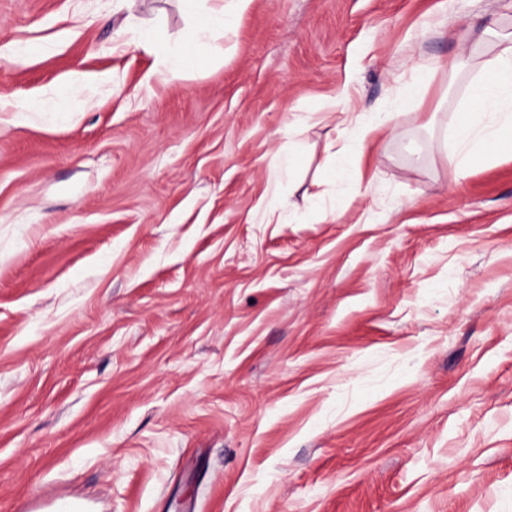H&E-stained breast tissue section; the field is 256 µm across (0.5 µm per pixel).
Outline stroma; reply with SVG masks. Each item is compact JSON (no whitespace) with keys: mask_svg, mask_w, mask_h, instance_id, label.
<instances>
[{"mask_svg":"<svg viewBox=\"0 0 512 512\" xmlns=\"http://www.w3.org/2000/svg\"><path fill=\"white\" fill-rule=\"evenodd\" d=\"M487 27L246 0L165 77L182 0H0V512H512V153L449 161ZM397 112H378L371 114V112H348L345 113L344 121L355 125L359 137L364 140L371 134L377 132L382 128H388L389 133L395 131V127H391V122ZM333 156L334 163L325 168L324 178L332 182L338 179L352 180L355 174L354 161L345 152L344 148L336 149Z\"/></svg>","mask_w":512,"mask_h":512,"instance_id":"1","label":"stroma"}]
</instances>
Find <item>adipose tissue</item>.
<instances>
[{"instance_id": "ef3b65f1", "label": "adipose tissue", "mask_w": 512, "mask_h": 512, "mask_svg": "<svg viewBox=\"0 0 512 512\" xmlns=\"http://www.w3.org/2000/svg\"><path fill=\"white\" fill-rule=\"evenodd\" d=\"M183 4L194 14L195 37L180 47L163 49L164 69L171 75L185 69L190 57L209 50L207 34L229 30L235 23L234 14L227 10L200 12L195 0H183ZM449 70L474 74L465 119L455 129L460 147L455 163L464 173L475 161L489 163L502 152L512 151V32L501 34L491 59L458 58L450 63Z\"/></svg>"}]
</instances>
